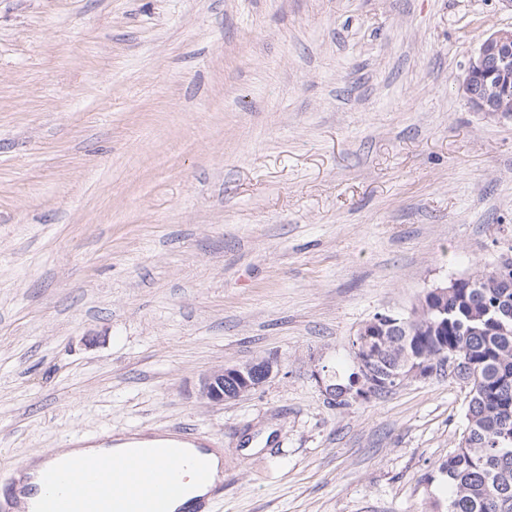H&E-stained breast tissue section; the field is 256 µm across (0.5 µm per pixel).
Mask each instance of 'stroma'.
<instances>
[{
	"mask_svg": "<svg viewBox=\"0 0 512 512\" xmlns=\"http://www.w3.org/2000/svg\"><path fill=\"white\" fill-rule=\"evenodd\" d=\"M510 27L500 0H0V486L186 425L224 451L214 512L446 502L461 384L324 388L365 321L512 250V123L461 86ZM280 371L281 363L274 357L215 369L201 377L199 397L213 403L235 400L258 389Z\"/></svg>",
	"mask_w": 512,
	"mask_h": 512,
	"instance_id": "1",
	"label": "stroma"
}]
</instances>
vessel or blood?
<instances>
[{
    "instance_id": "obj_1",
    "label": "vessel or blood",
    "mask_w": 512,
    "mask_h": 512,
    "mask_svg": "<svg viewBox=\"0 0 512 512\" xmlns=\"http://www.w3.org/2000/svg\"><path fill=\"white\" fill-rule=\"evenodd\" d=\"M206 450L192 433L174 443L128 449L123 466L106 470L103 462L76 455L64 460L41 457L23 492L31 498V512H171L187 499V512H212L224 497L223 484H211ZM193 457L196 479L208 486L206 496L187 498L185 481L165 462Z\"/></svg>"
}]
</instances>
